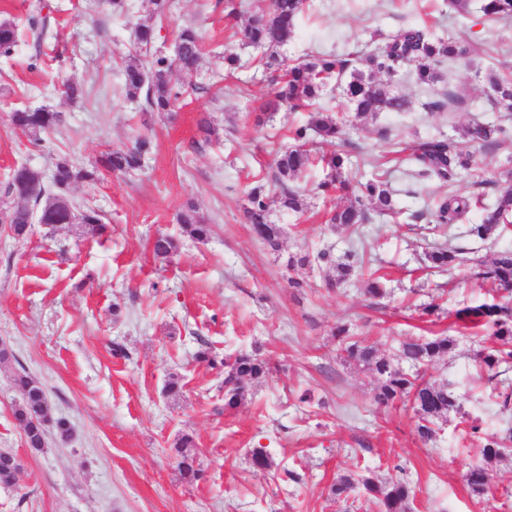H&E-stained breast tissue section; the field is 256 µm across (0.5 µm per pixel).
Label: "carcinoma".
Wrapping results in <instances>:
<instances>
[{"instance_id": "cac0c4a2", "label": "carcinoma", "mask_w": 512, "mask_h": 512, "mask_svg": "<svg viewBox=\"0 0 512 512\" xmlns=\"http://www.w3.org/2000/svg\"><path fill=\"white\" fill-rule=\"evenodd\" d=\"M304 0H269L260 8L258 16L238 26L233 32L235 41L242 47L264 50L260 58L263 66L282 71L274 90L273 100L267 102L263 112L257 114V125L270 121L272 112L286 105L291 109L315 105L331 84L343 91L357 118H375L381 112H404L409 109L408 98L395 90V77L406 64L415 66V78L421 85L433 86L441 81L440 65L448 61H459L466 57L471 46L463 35L455 32L448 37L435 36L423 29H407L397 33L385 42L376 43L372 49L354 58H344L335 54L312 55L302 62L287 65L279 57V48L288 43L295 33V20L301 12ZM480 11L502 21H512V0H482ZM59 9H51L47 3H40L28 15L26 29L32 38L33 55L36 62L41 58L46 41L53 37L52 19ZM137 54L124 69V89L129 98L144 99L149 112H170L176 101L191 90L201 87L193 83V76L200 63L203 48L200 37L192 27L178 31L175 40V56L171 59L151 54L157 36V27L139 23L134 30ZM21 42V31L15 21L0 20V56H11ZM224 65V75L233 76L242 67L240 56L226 50L220 56ZM182 75V86L171 83L173 72ZM490 88L488 101L492 110L512 114V76L494 73L488 77ZM464 102L463 95L448 88L438 97L431 98L422 107L428 111L450 112L457 110ZM62 121L61 113L48 108L16 110L11 113L15 128L25 134L38 136ZM339 121L330 114L320 111L310 113L306 125L295 130L296 144L281 149L275 159V172L271 178L273 190L257 184L248 191V207L245 217L251 224L254 234L271 249L280 247V226L270 220V206L295 213L303 212L304 194L295 181L309 167L320 164L327 170L326 178L317 190L324 195L341 192L351 198L350 204L331 212L328 223L333 226L348 227L352 224H365L371 214L391 216L402 214L397 206L394 192L388 181V172L380 169V163L370 165V169L353 163L346 151L333 153L323 151V145L333 144L340 138ZM506 137V130L494 122H480L467 126L464 131L465 144L446 136H435L420 141L408 148L396 142L400 153H409V160L416 166V175L424 179L452 183L461 174L472 169L474 151L498 147ZM152 149V142L146 137L139 138L131 148H109L105 150L90 169L79 167L61 160L56 164L53 179L27 188L22 185L29 181L28 173L21 167L12 175L4 195L10 198L0 206V224L3 229L16 237L30 234V225L23 223L28 212H35L42 223L53 228L63 223L65 214L77 211L82 215L81 226L86 233L94 236L103 228L101 214L94 206L75 205L66 192L77 182H94L105 174H123L139 169ZM498 187L493 196L477 194L464 197L448 191V194L434 201L430 215L437 224H453L461 216L476 209L480 221L470 225L469 235L485 242L502 224H512V171H506L503 179L492 180ZM186 233L196 240H204L210 234V225L203 224L189 206L177 216ZM176 249V243L168 235L161 234L153 242V252L160 258L169 257ZM461 251L437 248L426 254L430 268L439 273L453 269L460 260ZM325 265L336 269V276L327 279L330 285L347 283L364 277L363 261L349 254L342 262L333 260L330 251L306 252L288 258V266ZM478 269L477 275L491 279L504 289L512 290V251H504L489 266H484L478 257L471 258ZM463 314L472 327L489 332L491 345L478 354L481 363L500 378L503 391V406L509 405L507 389L512 387L507 374L512 368V304L482 303L467 306ZM332 336L337 339L338 355L349 362L362 364L376 372L379 385L376 400L392 406L405 399L412 400L418 414L417 432L428 441L432 439L436 421L447 418L448 413L459 408L457 396L448 391L445 385L425 380L421 368L450 353L457 344L452 337H439L431 340H409L401 344L398 358L408 364L413 372L408 373L394 364L389 358L378 354L376 346L355 340L349 330L339 327ZM199 359L212 366L224 369V405L238 407L246 398L250 386L265 378L269 368L256 354L239 353L217 361L208 350L198 353ZM20 393V400L13 410L14 420L23 432L27 447L40 451L45 448L50 433H55L66 441L71 436V427L64 418H56L51 411L45 387L26 371L18 372L14 379ZM193 439L184 435L178 439L175 448L180 460L178 469L182 478L192 482L199 477L196 458L191 454ZM486 462L502 458L512 453V448L504 446L491 436L480 449ZM20 460L13 454L0 451V485L14 484L21 470ZM493 475L482 464L467 469L464 480L470 490L483 495L491 488ZM377 498L381 512H407L410 490L400 481H378L372 476L356 477L352 474L338 477L330 487L331 495L347 497L358 486Z\"/></svg>"}]
</instances>
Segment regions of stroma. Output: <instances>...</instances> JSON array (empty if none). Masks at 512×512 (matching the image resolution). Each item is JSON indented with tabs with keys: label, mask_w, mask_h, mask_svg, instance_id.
<instances>
[{
	"label": "stroma",
	"mask_w": 512,
	"mask_h": 512,
	"mask_svg": "<svg viewBox=\"0 0 512 512\" xmlns=\"http://www.w3.org/2000/svg\"><path fill=\"white\" fill-rule=\"evenodd\" d=\"M54 2L61 15L49 69L30 68L32 50L23 43L0 56V190L22 165L48 178L58 159L88 167L106 148L141 136L153 150L133 174L71 186V200L101 211L99 235L75 224L54 232L37 224L25 240L0 230V343L15 356L0 365V450L22 463L15 484L0 486V512H381L363 489L346 500L330 495L345 473L402 481L409 512H512V458L492 463L487 494H474L463 480L487 437L512 436V406L503 407L477 359L482 339L460 336L456 314L499 301L501 292L471 264L438 275L423 262L438 247L477 246L489 259L512 250V224L479 245L468 234L478 211L448 228L433 225L427 212L432 193L468 196L481 192V180L512 169V116L491 110L484 81L489 70L512 71V23L485 16L475 2L462 15L449 0H305L296 36L281 49L293 63L317 52L358 53L374 34L410 28L461 30L478 49L443 70L464 95L462 108L425 111L435 91L405 67L398 90L409 109L344 126L353 156H385L394 140L456 139L473 122L501 124L509 135L500 148L476 152L473 169L451 187L413 177L408 161L389 162L403 211L397 221L376 216L331 228L327 212L347 199L317 195L325 173L309 168L299 178L307 190L303 213L271 209L282 228L275 252L244 220L247 192L272 176L276 152L292 145L309 112L282 108L267 126L255 125V112L273 98L274 75L254 66L256 50L239 49L224 0L170 2L157 54L172 56L184 26L197 31L204 51L194 77L201 92L181 97L169 113L146 111L123 87L146 0H126L121 14L106 0ZM227 49L239 51L246 66L225 81L214 55ZM65 80L84 84L87 98L62 96ZM40 107L63 121L35 144L10 115ZM204 121L213 129L208 139ZM190 202L211 227L205 241L176 220ZM161 233L177 245L166 260L152 251ZM323 248L339 261L357 252L383 276L385 296L369 297L360 281L329 287L317 265L288 269L289 255ZM434 293L435 317L421 309ZM339 326L391 359L408 339L456 338L455 349L425 369L427 380L460 398L432 440L418 436L410 404L377 405L376 375L337 357L332 331ZM116 343L125 357L113 356ZM204 348L219 359L256 354L272 373L241 405L225 409L222 370L196 357ZM20 369L45 386L54 415L69 420L68 441L26 447L12 415ZM173 379L181 387L175 397L164 391ZM184 435L193 438L202 469L191 484L177 468L175 443ZM256 449L269 455V469L253 466Z\"/></svg>",
	"instance_id": "35a3bbf8"
}]
</instances>
